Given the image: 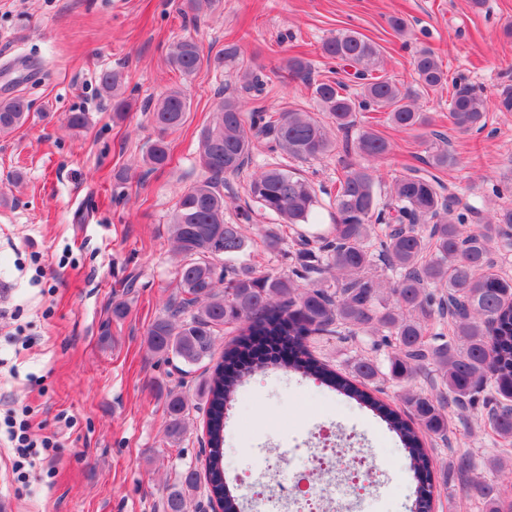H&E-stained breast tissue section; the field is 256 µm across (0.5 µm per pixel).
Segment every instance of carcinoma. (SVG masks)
Returning a JSON list of instances; mask_svg holds the SVG:
<instances>
[{
	"label": "carcinoma",
	"instance_id": "1",
	"mask_svg": "<svg viewBox=\"0 0 512 512\" xmlns=\"http://www.w3.org/2000/svg\"><path fill=\"white\" fill-rule=\"evenodd\" d=\"M324 57L353 69L359 91L352 97L334 80H311L312 64L291 56L284 69L313 89L322 111L338 130L355 126L359 112H384L390 125L405 131H427L436 143L422 167H409L382 194L369 167L349 162L336 189V224L327 235L308 237L298 227L309 223L319 205L314 184L279 162L253 173L248 195L259 209L294 231L288 272L259 271L248 252L243 225L252 210L242 208L236 222L224 219V181L253 160L255 141L266 137L270 154L284 153L304 162L337 149L327 126L309 112L245 110L239 96L217 103L214 121L200 137L199 161L206 176L184 191L173 211L170 232L182 255L176 276L178 294L147 331L154 352L171 355L186 367L213 359L224 327H234L222 360L202 384L205 431L209 445L204 471L209 494L223 512H240V503L224 482V412L239 387L271 366L312 377L372 411L395 433L408 452L417 485L418 512H429L434 492L428 440H448L452 417L483 402L501 405L486 425L506 443L491 467L512 455V277L495 268L494 251H512V208L500 207L473 231H466L471 205L459 206L455 187L441 173L459 164L445 135L433 129V118L416 106L412 93L384 75L378 45L353 30H340L322 44ZM236 57L227 47L213 59L192 38L172 46L170 64L185 77L211 66L220 68ZM415 81L424 89L448 82L439 56L419 51L412 62ZM240 90L259 99L265 82L249 69L236 74ZM103 92L116 114L127 106L121 75L101 77ZM190 101L171 87L154 102L150 118L160 132L143 156L151 169L169 160L164 135L180 129ZM487 101L462 80L452 82L448 123L461 132L481 131L487 124ZM29 117L22 97L0 101V136L12 133ZM365 159L390 153L389 141L374 131L359 134L354 145ZM349 336L377 351L394 338L387 363L368 354L344 377L317 360L309 336ZM425 387L414 389L418 379ZM408 385L400 396L404 409L367 391L378 380ZM190 400L169 393L168 437L180 438ZM200 483L196 469L181 472L162 500L163 512H187L190 493ZM485 512H501L500 486L491 478L475 483Z\"/></svg>",
	"mask_w": 512,
	"mask_h": 512
}]
</instances>
